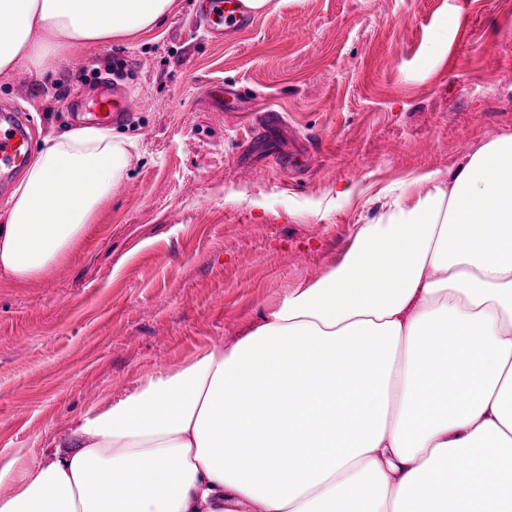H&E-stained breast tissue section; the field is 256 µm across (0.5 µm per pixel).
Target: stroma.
<instances>
[{"instance_id": "obj_1", "label": "stroma", "mask_w": 512, "mask_h": 512, "mask_svg": "<svg viewBox=\"0 0 512 512\" xmlns=\"http://www.w3.org/2000/svg\"><path fill=\"white\" fill-rule=\"evenodd\" d=\"M196 5L53 76L0 74L37 146L100 81L139 97L115 128L127 175L85 237L26 284L0 277L2 453L39 457L89 406L232 342L337 263L382 188L512 134V0H270L228 40Z\"/></svg>"}]
</instances>
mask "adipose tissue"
Segmentation results:
<instances>
[{
    "label": "adipose tissue",
    "instance_id": "1",
    "mask_svg": "<svg viewBox=\"0 0 512 512\" xmlns=\"http://www.w3.org/2000/svg\"><path fill=\"white\" fill-rule=\"evenodd\" d=\"M173 0H0V73L158 28ZM134 142L43 141L0 222V276L63 260ZM327 274L91 406L39 458L0 454V512H512V134L386 186Z\"/></svg>",
    "mask_w": 512,
    "mask_h": 512
}]
</instances>
